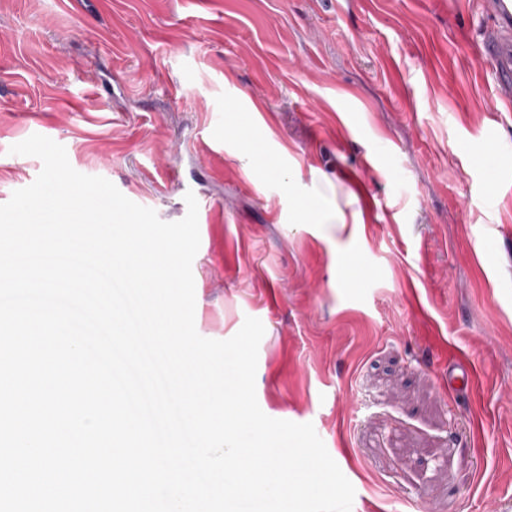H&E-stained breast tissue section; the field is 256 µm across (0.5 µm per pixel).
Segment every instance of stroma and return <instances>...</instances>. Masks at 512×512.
Masks as SVG:
<instances>
[{
    "instance_id": "35a3bbf8",
    "label": "stroma",
    "mask_w": 512,
    "mask_h": 512,
    "mask_svg": "<svg viewBox=\"0 0 512 512\" xmlns=\"http://www.w3.org/2000/svg\"><path fill=\"white\" fill-rule=\"evenodd\" d=\"M490 23L480 0H0V204L42 169L11 152L34 134L164 221L194 193L196 330L262 322L257 402L313 424L351 512H512Z\"/></svg>"
}]
</instances>
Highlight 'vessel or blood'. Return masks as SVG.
Listing matches in <instances>:
<instances>
[{"label": "vessel or blood", "mask_w": 512, "mask_h": 512, "mask_svg": "<svg viewBox=\"0 0 512 512\" xmlns=\"http://www.w3.org/2000/svg\"><path fill=\"white\" fill-rule=\"evenodd\" d=\"M483 12L493 19L485 30L481 54L490 65V77L499 99H512V0H482Z\"/></svg>", "instance_id": "b4317fda"}]
</instances>
